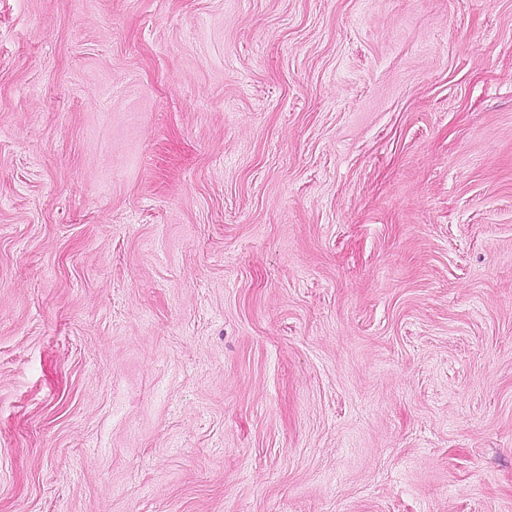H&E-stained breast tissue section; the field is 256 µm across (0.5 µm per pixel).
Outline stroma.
Masks as SVG:
<instances>
[{
    "instance_id": "35a3bbf8",
    "label": "stroma",
    "mask_w": 512,
    "mask_h": 512,
    "mask_svg": "<svg viewBox=\"0 0 512 512\" xmlns=\"http://www.w3.org/2000/svg\"><path fill=\"white\" fill-rule=\"evenodd\" d=\"M0 512H512V0H0Z\"/></svg>"
}]
</instances>
